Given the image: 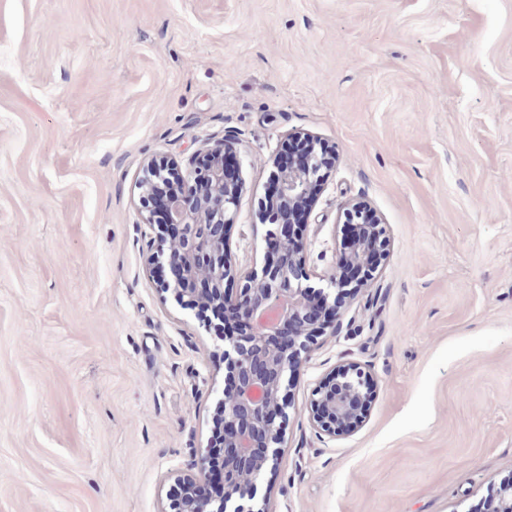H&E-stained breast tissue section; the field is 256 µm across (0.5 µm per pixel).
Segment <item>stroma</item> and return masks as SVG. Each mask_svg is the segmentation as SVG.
<instances>
[{
	"label": "stroma",
	"instance_id": "obj_1",
	"mask_svg": "<svg viewBox=\"0 0 512 512\" xmlns=\"http://www.w3.org/2000/svg\"><path fill=\"white\" fill-rule=\"evenodd\" d=\"M294 132L337 153L311 278L351 201L387 256L290 377L252 507L473 512L512 478V0H0V512H166L224 345L157 285L137 180L235 141L228 238L258 269ZM346 361L376 397L332 439L307 405Z\"/></svg>",
	"mask_w": 512,
	"mask_h": 512
}]
</instances>
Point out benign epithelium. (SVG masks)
<instances>
[{
    "instance_id": "7a95c632",
    "label": "benign epithelium",
    "mask_w": 512,
    "mask_h": 512,
    "mask_svg": "<svg viewBox=\"0 0 512 512\" xmlns=\"http://www.w3.org/2000/svg\"><path fill=\"white\" fill-rule=\"evenodd\" d=\"M288 139L311 142V146L286 157L276 153L269 208L264 213L266 257L259 270L245 275L238 295L224 292V278L236 273L226 230L234 223L243 193L239 177V153L228 140L188 158L185 166L149 160L139 181L140 199L158 181L176 176L182 192L160 202L164 221L156 223L145 206V223L157 228L159 250L148 255L152 267L167 261L174 267L173 280L164 284L174 298H191L184 284L203 282L196 297L205 303L221 302L236 309L248 332L244 336H219L224 342V368L233 371L235 387L222 389L220 410L224 419V443H207L199 460L176 469L174 476L186 494L175 512H254L242 503V485L256 487L269 463L277 461L283 431L280 414L285 409L280 391L287 372H296L303 354L314 341L336 329L339 312L330 318V292L341 291V272L366 274L368 288L380 270L379 248L386 247L384 219L377 211L359 213L365 205L356 202L344 208L339 225L336 272L324 276L322 287L308 284L304 232L323 189L327 169L314 148L318 143L305 133ZM292 328L288 344L273 347L267 338L283 326ZM372 375L353 363L339 365L317 384L308 407V420L318 433L330 438L349 436L367 421L375 398ZM263 449L257 453V449ZM218 466L224 493L200 497L195 488ZM490 512H512V480L499 486Z\"/></svg>"
}]
</instances>
